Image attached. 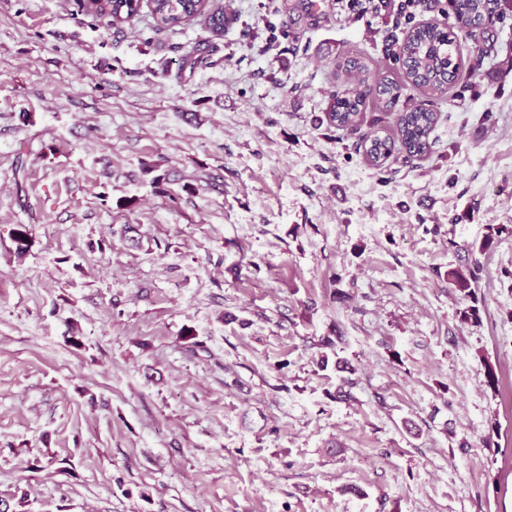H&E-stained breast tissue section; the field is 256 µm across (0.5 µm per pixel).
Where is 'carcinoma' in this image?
I'll return each mask as SVG.
<instances>
[{
  "label": "carcinoma",
  "instance_id": "carcinoma-1",
  "mask_svg": "<svg viewBox=\"0 0 512 512\" xmlns=\"http://www.w3.org/2000/svg\"><path fill=\"white\" fill-rule=\"evenodd\" d=\"M509 0H453L458 20L465 26L486 13L495 11V4ZM207 0H148V7L156 29H174L188 24L201 14H206L211 34L224 36L226 10L217 5L206 8ZM85 13L108 19L117 26L129 20L140 10L139 0H82ZM404 52L398 56L400 72L396 77H374L377 67L370 66L362 57L349 56L338 62V71L348 88L331 95L326 120L329 126L354 130L363 121L367 103L385 107L398 100L403 91L412 88L429 95L445 92L457 70L444 72L437 65L438 55L452 39L443 34L437 24H421L409 30L404 39ZM438 115L423 104L401 113L394 130L384 136L371 133L364 139V155L370 164L380 168L400 148L415 156L426 155L431 148L430 136L435 129ZM448 280L464 298L475 295L472 284L474 272L464 274L458 269L448 272Z\"/></svg>",
  "mask_w": 512,
  "mask_h": 512
}]
</instances>
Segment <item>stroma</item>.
I'll return each instance as SVG.
<instances>
[{
	"instance_id": "stroma-1",
	"label": "stroma",
	"mask_w": 512,
	"mask_h": 512,
	"mask_svg": "<svg viewBox=\"0 0 512 512\" xmlns=\"http://www.w3.org/2000/svg\"><path fill=\"white\" fill-rule=\"evenodd\" d=\"M230 5L0 0V512H512V9L343 131L338 56L396 74L403 31ZM422 102L431 154L373 167ZM81 5L85 13L107 18L111 26L126 22L141 8L139 0H82ZM207 0H149L156 29H174L188 24L206 10Z\"/></svg>"
}]
</instances>
